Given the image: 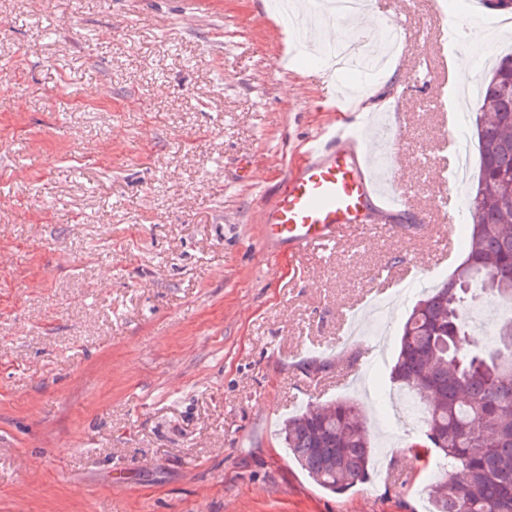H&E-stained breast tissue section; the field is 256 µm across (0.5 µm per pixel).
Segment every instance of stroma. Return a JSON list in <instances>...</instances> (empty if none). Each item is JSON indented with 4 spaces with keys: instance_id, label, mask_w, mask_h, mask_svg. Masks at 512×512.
<instances>
[{
    "instance_id": "1",
    "label": "stroma",
    "mask_w": 512,
    "mask_h": 512,
    "mask_svg": "<svg viewBox=\"0 0 512 512\" xmlns=\"http://www.w3.org/2000/svg\"><path fill=\"white\" fill-rule=\"evenodd\" d=\"M400 82L339 71L401 112V150H377L412 206L446 192L437 144L464 136L432 99L443 70L429 0H396ZM248 27H238L240 18ZM276 0H0V512H424L428 475L406 450L422 418L379 407L389 370L322 353L387 263L413 277L385 355L469 222L268 257L262 215L308 138L342 120ZM249 162L242 177L240 162ZM512 307L467 309L477 345ZM370 479L324 491L281 439L298 411L352 396Z\"/></svg>"
}]
</instances>
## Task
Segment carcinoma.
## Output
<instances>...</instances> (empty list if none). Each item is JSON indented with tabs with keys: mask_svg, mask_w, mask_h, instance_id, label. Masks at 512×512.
<instances>
[{
	"mask_svg": "<svg viewBox=\"0 0 512 512\" xmlns=\"http://www.w3.org/2000/svg\"><path fill=\"white\" fill-rule=\"evenodd\" d=\"M473 135L468 253L412 308L390 373L425 404L424 438L410 451L425 468L434 456L446 461L443 478L428 487L427 512H512V318L498 328L503 348L461 350L462 309L474 288L512 300V55L485 76ZM283 444L331 493L370 477L365 421L351 399L288 419Z\"/></svg>",
	"mask_w": 512,
	"mask_h": 512,
	"instance_id": "1",
	"label": "carcinoma"
}]
</instances>
